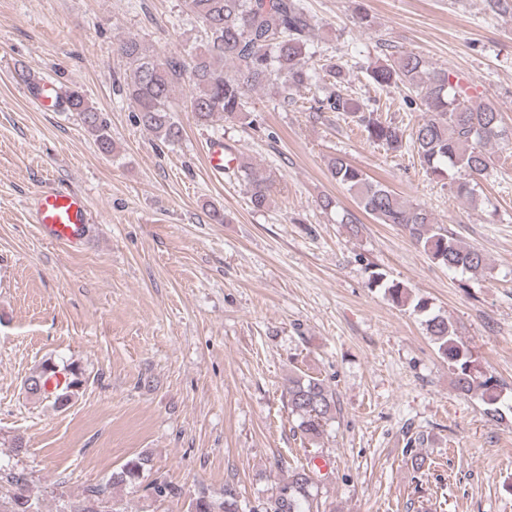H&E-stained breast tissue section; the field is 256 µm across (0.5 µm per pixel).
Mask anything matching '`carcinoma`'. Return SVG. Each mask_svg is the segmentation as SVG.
I'll return each instance as SVG.
<instances>
[{
	"label": "carcinoma",
	"instance_id": "1",
	"mask_svg": "<svg viewBox=\"0 0 512 512\" xmlns=\"http://www.w3.org/2000/svg\"><path fill=\"white\" fill-rule=\"evenodd\" d=\"M184 5L204 31L200 43L190 46L184 55L161 59L135 38L125 40L119 49L127 64L123 92L136 106V122L162 142L175 144L181 139L182 127L173 116L170 99L183 83L190 88L187 109L202 126L210 125L217 115L228 121L237 119L249 93L258 89H271L286 103L290 89L313 87L325 92L324 101L331 111L356 118L371 141L393 151L406 146L413 149L426 172L448 180L460 196L473 197L470 182L492 175L487 147L509 137V131L502 125L500 113L474 101L469 87L456 74L428 68L413 52L390 57L367 70L370 81L379 87L406 88L411 95L404 103H417L425 112L426 118L405 142L401 128L363 111L360 103L346 94L352 69L348 62L338 59L318 68L308 63L307 58L316 55L308 51L314 24L303 0H184ZM66 103L69 111L80 116L100 150L113 152L109 126L81 88L67 91ZM328 169L360 209L379 224L403 227L437 264L463 273H477L485 267L486 257L480 249L458 241L437 224L429 210L371 180L345 157L330 158ZM237 172L253 207H267L271 178L247 160L241 161ZM369 281L384 289L394 303L424 315L425 330L447 360L454 387L464 394H479L485 413L499 415L502 389L498 379L473 357L448 317L433 312L427 299L412 296L408 286L386 280L382 272H371ZM84 382V372L77 364L47 362L25 379L24 386L28 393L50 399L57 409L65 410ZM285 394L302 437L313 440L320 436L336 412V394L309 375L288 378ZM149 462L145 455L129 458L112 471L106 483L89 486L86 498L97 504L109 503L111 491L135 484ZM2 483L13 491L5 512H40L27 495L24 474L0 471ZM314 486L315 472L303 465L295 467L267 501L250 512H312ZM187 512H239L237 492L225 486L224 500L217 503L201 490L190 500Z\"/></svg>",
	"mask_w": 512,
	"mask_h": 512
}]
</instances>
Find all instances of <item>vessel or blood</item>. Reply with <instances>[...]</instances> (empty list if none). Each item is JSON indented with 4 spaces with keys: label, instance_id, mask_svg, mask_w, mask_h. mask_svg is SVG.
Returning a JSON list of instances; mask_svg holds the SVG:
<instances>
[{
    "label": "vessel or blood",
    "instance_id": "1",
    "mask_svg": "<svg viewBox=\"0 0 512 512\" xmlns=\"http://www.w3.org/2000/svg\"><path fill=\"white\" fill-rule=\"evenodd\" d=\"M28 95L37 106L51 110L58 104L60 91L52 83L41 80L29 85ZM26 213L28 222L35 224L43 239L72 247L85 242L92 222L84 197L54 187L40 191L27 206Z\"/></svg>",
    "mask_w": 512,
    "mask_h": 512
}]
</instances>
